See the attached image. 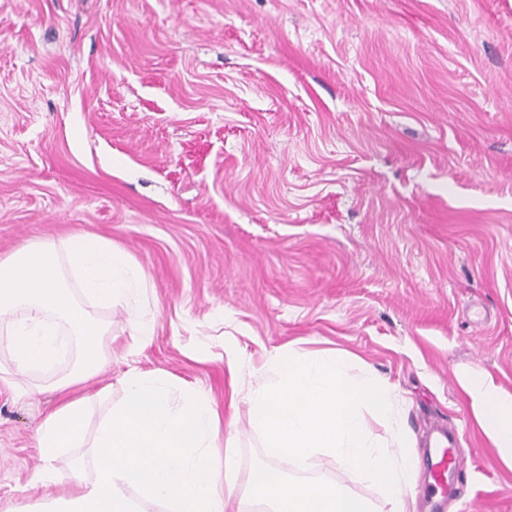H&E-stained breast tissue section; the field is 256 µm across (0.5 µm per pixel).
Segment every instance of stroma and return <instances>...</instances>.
Returning <instances> with one entry per match:
<instances>
[{
	"mask_svg": "<svg viewBox=\"0 0 512 512\" xmlns=\"http://www.w3.org/2000/svg\"><path fill=\"white\" fill-rule=\"evenodd\" d=\"M84 232L155 318L111 324L89 390L132 369L207 392L245 494L265 442L227 362L328 349L397 385L432 512L429 432L457 436L442 512H512V466L461 374L512 396V0H0V260ZM61 400L0 380V512L39 505ZM324 476L389 512L318 453Z\"/></svg>",
	"mask_w": 512,
	"mask_h": 512,
	"instance_id": "35a3bbf8",
	"label": "stroma"
}]
</instances>
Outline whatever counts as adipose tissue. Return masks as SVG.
I'll use <instances>...</instances> for the list:
<instances>
[{
	"label": "adipose tissue",
	"mask_w": 512,
	"mask_h": 512,
	"mask_svg": "<svg viewBox=\"0 0 512 512\" xmlns=\"http://www.w3.org/2000/svg\"><path fill=\"white\" fill-rule=\"evenodd\" d=\"M463 388L479 428L512 464V397L503 396L483 377H466Z\"/></svg>",
	"instance_id": "adipose-tissue-1"
}]
</instances>
